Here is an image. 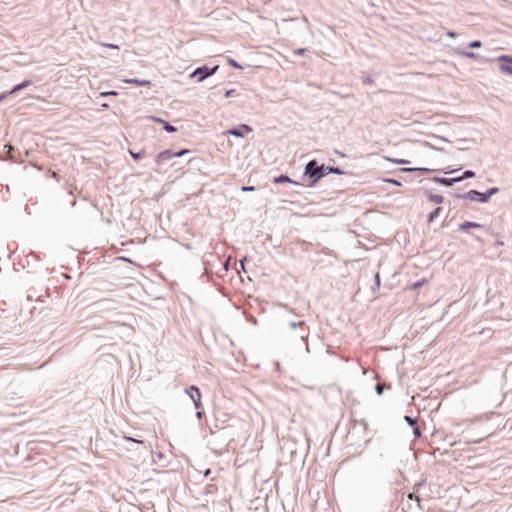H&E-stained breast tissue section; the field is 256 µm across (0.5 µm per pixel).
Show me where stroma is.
<instances>
[{"label": "stroma", "mask_w": 512, "mask_h": 512, "mask_svg": "<svg viewBox=\"0 0 512 512\" xmlns=\"http://www.w3.org/2000/svg\"><path fill=\"white\" fill-rule=\"evenodd\" d=\"M1 150L126 247L0 263V512H512V0H0ZM235 250V245L219 242L217 245L219 257L209 264H204L198 270V277L202 280L204 288H208L210 294L221 301L224 307L229 306L240 317L249 318L254 313L252 305L224 276L225 265ZM69 293V275H59L47 279L39 293L30 297L43 303H55L63 300ZM388 469L387 455L374 453L360 460L349 471L347 481L355 490V495L350 500V512H373L376 494ZM359 474H366L368 479L363 487H358L355 478Z\"/></svg>", "instance_id": "35a3bbf8"}]
</instances>
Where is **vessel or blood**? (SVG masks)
Listing matches in <instances>:
<instances>
[{"instance_id":"vessel-or-blood-1","label":"vessel or blood","mask_w":512,"mask_h":512,"mask_svg":"<svg viewBox=\"0 0 512 512\" xmlns=\"http://www.w3.org/2000/svg\"><path fill=\"white\" fill-rule=\"evenodd\" d=\"M18 192L34 195L42 213L40 225L27 222L24 215L17 210L0 211V223L15 228L18 232L38 235L44 244H54L59 235H66L78 245L74 262L79 267L98 265L104 257L110 255L113 246L102 239L97 231L88 229L79 214L73 213L68 217L65 230H58L54 219L58 214V199L62 188L57 181L47 177L32 175L27 177L17 187ZM235 247L230 243H218L219 256L209 264L203 265L199 277L210 294L231 307L243 318L251 317L254 313L252 305L243 297L240 290L235 288L224 276L225 265L232 256ZM69 293V278L59 275L47 279L40 288L37 298L45 303H55L63 300Z\"/></svg>"}]
</instances>
